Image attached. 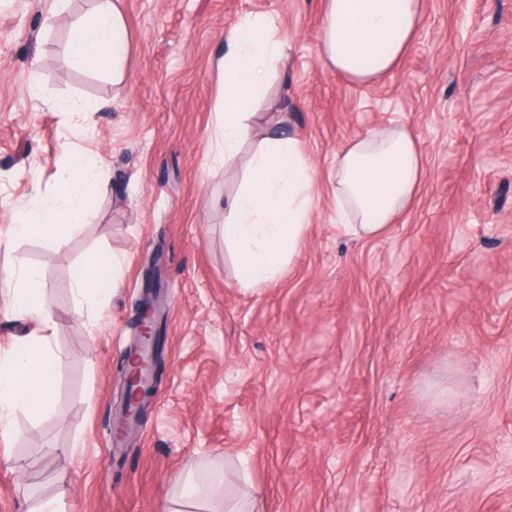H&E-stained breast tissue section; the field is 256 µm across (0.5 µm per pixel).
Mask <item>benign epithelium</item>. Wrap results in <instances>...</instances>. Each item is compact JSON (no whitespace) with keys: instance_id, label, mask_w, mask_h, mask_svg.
Returning a JSON list of instances; mask_svg holds the SVG:
<instances>
[{"instance_id":"benign-epithelium-1","label":"benign epithelium","mask_w":512,"mask_h":512,"mask_svg":"<svg viewBox=\"0 0 512 512\" xmlns=\"http://www.w3.org/2000/svg\"><path fill=\"white\" fill-rule=\"evenodd\" d=\"M155 268L145 272V293L135 306L132 327L135 332L130 361L123 368L122 405L113 421L114 433L121 439L133 433L147 412L154 394L152 379L162 359L161 306Z\"/></svg>"}]
</instances>
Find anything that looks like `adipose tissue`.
Listing matches in <instances>:
<instances>
[{
  "label": "adipose tissue",
  "mask_w": 512,
  "mask_h": 512,
  "mask_svg": "<svg viewBox=\"0 0 512 512\" xmlns=\"http://www.w3.org/2000/svg\"><path fill=\"white\" fill-rule=\"evenodd\" d=\"M420 0H324L318 34L324 64L352 81L366 84L386 77L409 47L421 23ZM119 0H97L90 21L70 34L71 64L124 78L128 44ZM224 56V120L218 129V156H234L249 137L251 111L267 97L265 77L285 57L276 23L254 18L232 25ZM103 163L83 161L59 178L62 205L36 202L20 211L11 228L22 236L54 227L78 231L100 186ZM423 176L419 141L402 125L373 129L336 155L331 174L336 221L359 238L380 236L413 199ZM312 174L298 142L288 136L267 137L253 152L243 188L227 205L224 242L233 254L239 282L260 288L281 273L300 248L309 221ZM117 259H90L74 276L78 303H103L112 292ZM0 302L16 316L47 320L40 277L30 269L13 279ZM56 373V355L40 336L0 354V429L10 426L16 409L35 416L48 411Z\"/></svg>",
  "instance_id": "1"
}]
</instances>
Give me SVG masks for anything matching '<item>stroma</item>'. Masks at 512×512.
<instances>
[{"mask_svg":"<svg viewBox=\"0 0 512 512\" xmlns=\"http://www.w3.org/2000/svg\"><path fill=\"white\" fill-rule=\"evenodd\" d=\"M94 0H0V234L33 197L57 200L78 155L105 177L65 248L0 245V273L38 271L58 356L51 412L0 436V512H163L187 474L224 476L208 502L256 512H512V0H421L393 72L328 71L322 0H121L125 79L74 68L71 28ZM272 17L285 68L253 133L297 139L312 166L309 226L278 279L245 288L224 201L255 147L214 161L224 36ZM108 101L107 109L93 106ZM86 112L65 111L68 103ZM421 140L423 180L379 238L336 222L328 175L368 129ZM122 265L107 305L77 309L89 258ZM159 258L164 361L115 443L121 370L143 271Z\"/></svg>","mask_w":512,"mask_h":512,"instance_id":"stroma-1","label":"stroma"}]
</instances>
